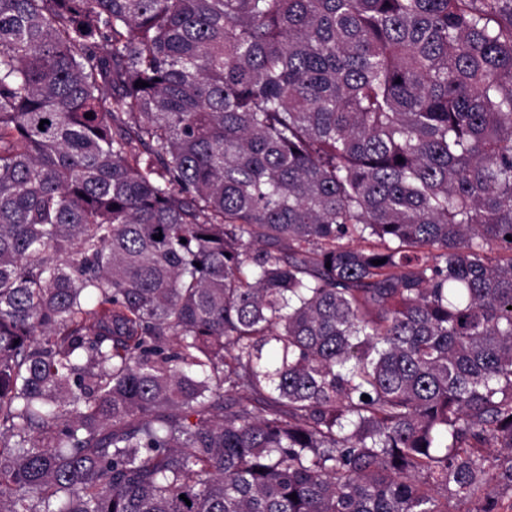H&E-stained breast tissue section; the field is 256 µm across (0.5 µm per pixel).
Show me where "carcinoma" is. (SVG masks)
<instances>
[{
	"mask_svg": "<svg viewBox=\"0 0 512 512\" xmlns=\"http://www.w3.org/2000/svg\"><path fill=\"white\" fill-rule=\"evenodd\" d=\"M508 235L512 0H0V512H512Z\"/></svg>",
	"mask_w": 512,
	"mask_h": 512,
	"instance_id": "obj_1",
	"label": "carcinoma"
}]
</instances>
